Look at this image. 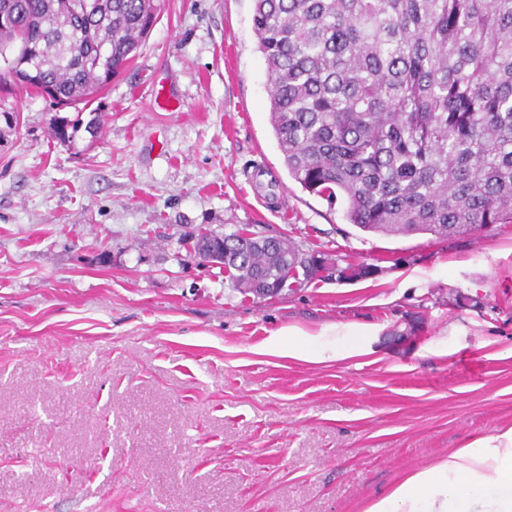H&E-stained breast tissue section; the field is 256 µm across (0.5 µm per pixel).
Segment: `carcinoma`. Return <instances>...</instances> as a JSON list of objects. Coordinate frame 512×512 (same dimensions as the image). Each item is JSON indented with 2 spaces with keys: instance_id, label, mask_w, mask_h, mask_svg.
I'll use <instances>...</instances> for the list:
<instances>
[{
  "instance_id": "cac0c4a2",
  "label": "carcinoma",
  "mask_w": 512,
  "mask_h": 512,
  "mask_svg": "<svg viewBox=\"0 0 512 512\" xmlns=\"http://www.w3.org/2000/svg\"><path fill=\"white\" fill-rule=\"evenodd\" d=\"M269 123L289 176L390 236L512 224V0H253ZM161 0H0V81L88 103ZM35 77L28 79L30 70ZM314 255L224 235L238 291L317 275Z\"/></svg>"
}]
</instances>
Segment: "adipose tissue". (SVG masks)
I'll return each instance as SVG.
<instances>
[{
	"label": "adipose tissue",
	"mask_w": 512,
	"mask_h": 512,
	"mask_svg": "<svg viewBox=\"0 0 512 512\" xmlns=\"http://www.w3.org/2000/svg\"><path fill=\"white\" fill-rule=\"evenodd\" d=\"M364 512H512V428L401 476Z\"/></svg>",
	"instance_id": "ef3b65f1"
}]
</instances>
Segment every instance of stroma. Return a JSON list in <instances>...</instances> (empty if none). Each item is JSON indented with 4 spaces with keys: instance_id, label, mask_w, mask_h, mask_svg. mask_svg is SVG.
Returning a JSON list of instances; mask_svg holds the SVG:
<instances>
[{
    "instance_id": "obj_1",
    "label": "stroma",
    "mask_w": 512,
    "mask_h": 512,
    "mask_svg": "<svg viewBox=\"0 0 512 512\" xmlns=\"http://www.w3.org/2000/svg\"><path fill=\"white\" fill-rule=\"evenodd\" d=\"M164 4L90 105L0 86V512H363L511 429L512 224L360 231L288 174L253 0ZM240 228L371 273L240 293L190 240ZM286 336H288V340ZM297 336L305 335L290 328L288 330L281 329L273 333L270 341L271 351L282 356L307 362H319L325 358V351L312 343L301 342Z\"/></svg>"
}]
</instances>
